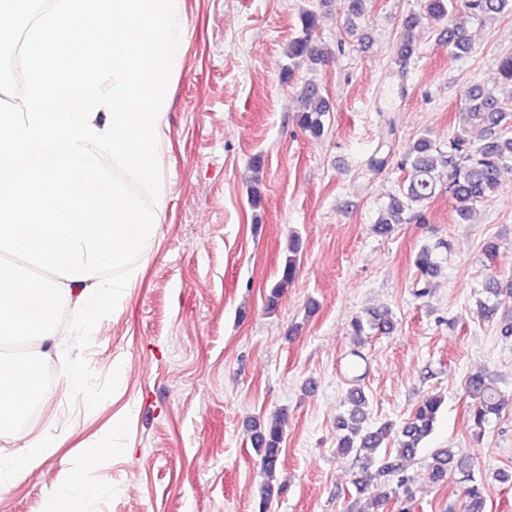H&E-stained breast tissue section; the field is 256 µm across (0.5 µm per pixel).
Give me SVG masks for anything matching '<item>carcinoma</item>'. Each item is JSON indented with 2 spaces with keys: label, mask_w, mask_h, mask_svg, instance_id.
Instances as JSON below:
<instances>
[{
  "label": "carcinoma",
  "mask_w": 512,
  "mask_h": 512,
  "mask_svg": "<svg viewBox=\"0 0 512 512\" xmlns=\"http://www.w3.org/2000/svg\"><path fill=\"white\" fill-rule=\"evenodd\" d=\"M512 13V0H465L459 10L454 0H425L424 16L432 19L450 17L448 22V49L453 54H466L470 51L467 24L474 17H490L504 12ZM302 35L288 44V59L296 64L317 65L323 61V52L313 43L312 33L317 24L315 13L308 11L301 16ZM499 78L512 86V53L499 56L495 62ZM302 110L298 112V125L310 135L319 138L324 134V117L328 105L319 86L313 81L304 82L299 90ZM459 112L464 124L480 127L490 132L485 142L463 148L467 139L458 133L453 139L454 150L459 157L448 155L424 135L417 139L412 148L401 160V168L407 171V185L399 196L391 199L382 210L377 221L379 229L388 230L393 224L403 221L402 215L423 206L436 193V171L438 167L448 168V193L453 200L454 211L460 222L470 221L476 206L487 201L497 188L502 176L512 171V108L506 107L503 99L481 84L469 86L464 95ZM503 128L496 134L494 129ZM299 241L291 240L288 256L282 269L281 278L268 299V308L275 307L280 289L293 282L297 272ZM414 266L418 272L420 288L415 296L427 295L430 283L440 271L441 265L435 249L423 246L417 252ZM484 293L494 299L490 305L480 304V315L487 319L500 307L512 301V283L504 282L495 275L488 276L482 284ZM389 311L372 312L368 318L356 317L351 321L352 335L366 336L374 330L389 327ZM365 358L356 349L351 350L348 370L352 387L348 392L350 415L358 423L365 420V399L360 382L365 378L363 369ZM500 377L496 374L477 373L464 381V393L471 400L470 412L476 427L481 428L493 415H499L509 401V397L499 387ZM442 405L441 397L429 395L421 401L413 415L400 422L388 421L375 429L363 430L356 425L349 433L337 440L338 453L352 456L361 464L360 476L355 479L357 493L368 490L377 479L396 484V487L411 494L410 479L404 475L403 462L413 459L419 452L422 442L434 427ZM287 415L279 411L273 415L267 426L256 427L251 431V443L260 457L265 481L261 486L262 506L266 507L282 493V487L275 483V476L284 441V428ZM429 478L437 483L448 475L452 468L462 475L464 488V512H484V499L481 488L474 483V464L465 457H458L450 448H436L431 454Z\"/></svg>",
  "instance_id": "1"
}]
</instances>
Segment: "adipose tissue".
<instances>
[{
  "label": "adipose tissue",
  "mask_w": 512,
  "mask_h": 512,
  "mask_svg": "<svg viewBox=\"0 0 512 512\" xmlns=\"http://www.w3.org/2000/svg\"><path fill=\"white\" fill-rule=\"evenodd\" d=\"M122 420L112 422V428L101 439L93 453L81 465L71 469L58 485L44 490L43 512H87L90 503L98 499L102 487L87 478L90 469L107 466L112 454L121 445ZM52 441L38 436L26 442L24 449L0 456V487L6 488L24 479L47 458Z\"/></svg>",
  "instance_id": "adipose-tissue-1"
}]
</instances>
